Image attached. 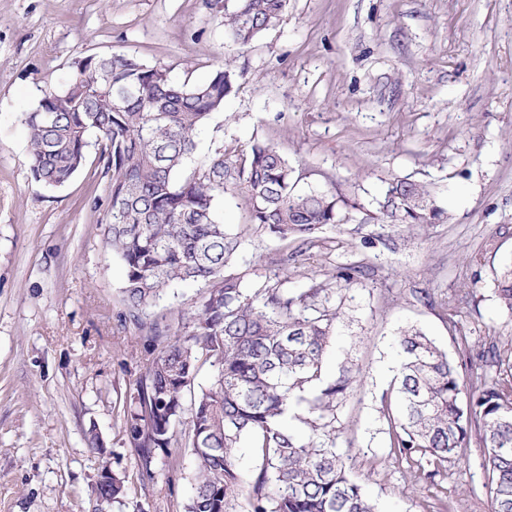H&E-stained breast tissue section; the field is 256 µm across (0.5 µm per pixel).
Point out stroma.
Wrapping results in <instances>:
<instances>
[{"label":"stroma","instance_id":"obj_1","mask_svg":"<svg viewBox=\"0 0 512 512\" xmlns=\"http://www.w3.org/2000/svg\"><path fill=\"white\" fill-rule=\"evenodd\" d=\"M223 13L222 0H0V512H93L104 468L127 487L109 512H185L192 495L189 449L157 459L150 479L123 432L153 353L123 318L125 267L104 242L112 177L94 153L61 188L30 169L24 118L42 89L112 53L192 84L233 62L235 89L199 130L192 162L274 144L298 190L331 193L350 215L301 248L248 229L241 193L216 208L242 232L234 267L251 287L283 267L301 290L363 266L325 362L327 376L346 359L362 376L337 409L351 476L378 512H490L478 436L462 458L409 461L380 408L402 328L433 338L476 386L499 376L481 351H512V311L494 286L512 258V0H288L244 50L225 37ZM397 176L426 183L447 221L373 223ZM201 291L165 290L147 314L178 323Z\"/></svg>","mask_w":512,"mask_h":512}]
</instances>
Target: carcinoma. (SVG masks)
I'll return each instance as SVG.
<instances>
[{
  "instance_id": "carcinoma-1",
  "label": "carcinoma",
  "mask_w": 512,
  "mask_h": 512,
  "mask_svg": "<svg viewBox=\"0 0 512 512\" xmlns=\"http://www.w3.org/2000/svg\"><path fill=\"white\" fill-rule=\"evenodd\" d=\"M288 0H237L224 10V32L245 48L273 29ZM59 87H47L25 116L30 167L44 187H60L82 169L92 144L112 171L104 240L125 266L126 317L155 356L126 399L124 431L142 473L153 478L159 455L188 448L197 468L187 512H227L247 499L249 512H376L336 452V410L360 385L347 365L329 380L324 364L336 336L343 292L362 266L298 291L288 270L250 289L229 271L239 233L216 219L224 193L242 192L250 227L279 239L312 243L325 226L342 224L339 200L296 190L295 168L276 147L255 142L236 155L215 150L186 168L196 132L224 108L236 72L230 62L200 83L178 84L167 68L135 56H89ZM446 219L428 186L408 177L387 183L380 224L410 227ZM496 293L512 310V263L495 271ZM201 284L187 321L174 327L145 310L164 290ZM401 356L382 401L391 447L409 459L463 456L472 425L480 427L491 512H512V365L483 386H467L448 354L415 328L397 339ZM209 384L185 400L203 364ZM306 403L301 414H291ZM303 425L288 428V415ZM252 450L255 477L243 479L241 448ZM97 506L122 504L124 480L94 489Z\"/></svg>"
}]
</instances>
